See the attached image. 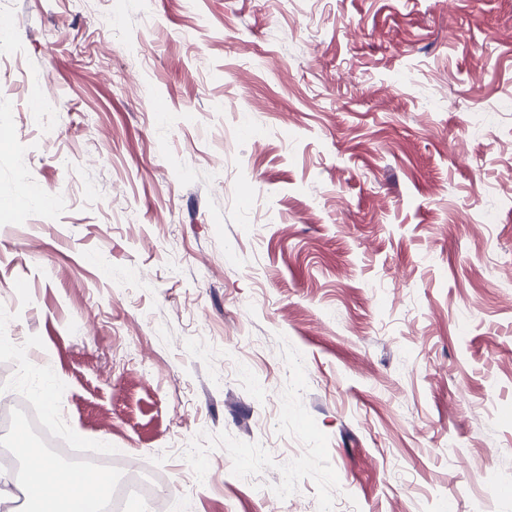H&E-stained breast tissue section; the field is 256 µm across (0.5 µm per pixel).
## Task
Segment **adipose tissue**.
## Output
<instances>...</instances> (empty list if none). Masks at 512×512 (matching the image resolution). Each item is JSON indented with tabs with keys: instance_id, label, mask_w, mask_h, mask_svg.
Instances as JSON below:
<instances>
[{
	"instance_id": "obj_1",
	"label": "adipose tissue",
	"mask_w": 512,
	"mask_h": 512,
	"mask_svg": "<svg viewBox=\"0 0 512 512\" xmlns=\"http://www.w3.org/2000/svg\"><path fill=\"white\" fill-rule=\"evenodd\" d=\"M17 452L27 462V488L38 492L29 512H95L97 503L112 492L111 478L87 471L61 472L33 445H20Z\"/></svg>"
}]
</instances>
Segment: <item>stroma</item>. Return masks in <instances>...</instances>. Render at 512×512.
<instances>
[{"label":"stroma","instance_id":"obj_1","mask_svg":"<svg viewBox=\"0 0 512 512\" xmlns=\"http://www.w3.org/2000/svg\"><path fill=\"white\" fill-rule=\"evenodd\" d=\"M6 7L0 393L124 512H512V0Z\"/></svg>","mask_w":512,"mask_h":512}]
</instances>
